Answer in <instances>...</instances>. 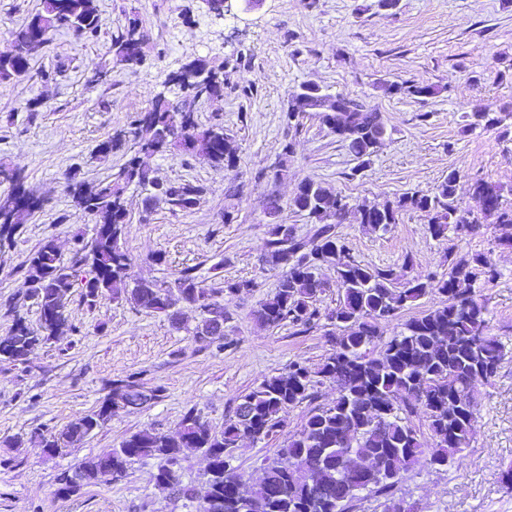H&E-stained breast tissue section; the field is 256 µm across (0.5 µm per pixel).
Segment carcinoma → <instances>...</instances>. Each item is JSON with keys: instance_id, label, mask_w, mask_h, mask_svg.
<instances>
[{"instance_id": "obj_1", "label": "carcinoma", "mask_w": 512, "mask_h": 512, "mask_svg": "<svg viewBox=\"0 0 512 512\" xmlns=\"http://www.w3.org/2000/svg\"><path fill=\"white\" fill-rule=\"evenodd\" d=\"M33 24L49 33L67 30L78 40L94 39L99 32L94 0H42L41 10L14 31L10 44L0 50V87L20 78L30 61L42 54L26 42ZM132 40L140 45L145 41L135 21L112 39L109 53L119 62H138V57L126 52ZM170 81L181 87L182 99L174 104L159 96L148 111L135 117L136 127L152 131L150 139L138 142V152L166 153L200 133H219L224 148L207 160L234 166L237 148L224 128L214 125L200 132L195 121L200 101L224 94V68L194 59L183 64ZM387 91L415 97L434 94L433 87L414 84H390ZM348 104L341 120L326 114L322 121L330 127L339 123L342 129L336 136L348 143L357 158L368 159L383 145L386 126L376 109L351 97ZM470 119L474 128H494L505 125L509 115L484 108L471 113ZM457 180L458 174L452 170L432 191L407 192L382 206L366 201L352 206L318 182L300 183L291 205L319 228L309 243L292 234L281 236V223H272L265 262L279 269L280 275L275 293L260 304L254 316L268 327L285 322L303 328L310 325L319 314L313 302L324 291L317 270L330 266L336 270L341 290L339 303L327 315L341 330L332 352L315 369L294 362L287 370L264 379L242 397L219 433L191 410L183 415L173 437L148 431L130 435L111 452L80 464L87 472V483L120 480L132 463L131 454L140 460L161 458L165 464L158 469L156 485L192 501L195 491L182 481L177 465L183 449L195 448L214 464L200 512H353L364 491L384 498L385 512H414L413 505L394 498L402 473L425 453L430 465L444 467L469 445L475 423V390L495 376L504 357L503 346L488 333L484 303L472 288L475 268L482 259L463 256L439 279L407 278L392 269L372 270L362 265L338 244L333 225L343 223L354 207L359 223L386 231L397 223L401 211L413 209L427 213L428 230L434 238L445 236L451 224L457 231L471 233L477 223L466 229L465 221L456 219ZM133 185L180 209L193 207L200 193V188L189 183L156 181L137 156L110 180L72 185L73 201L88 211L95 223L112 225V234L92 238L69 266L62 264L54 241L41 244L27 270L28 296L39 307L41 332L31 330L23 317L14 318L10 335L0 339V364H24L36 346L58 338L76 287L81 288L89 308L107 297L123 298L148 312L165 314L175 325L179 320L175 307L180 301L202 312L216 305L212 301L216 293L253 287L252 282L241 281L223 289L203 288L189 269L170 284L138 280L134 287H126L132 260L121 240L127 217L126 193ZM472 194L479 200L490 198L484 217L494 218L502 230L500 241L512 246V205L505 203L504 188L477 181ZM31 216L13 209L7 195L0 194V239H12ZM433 293L447 297L446 302L406 320L394 335L382 336L381 327L396 319L407 304ZM221 317L220 325L201 318L194 336L225 346L223 322L227 316L223 313ZM318 382L337 386L334 404L307 416L277 457L266 461L260 483L243 487L238 496L230 492L226 479H241L230 465L234 451L245 441H261L276 433L283 427L288 409L311 398ZM139 385L136 380L114 381L97 410L71 422L58 435H40L47 455L80 444L111 419L119 407L118 392ZM418 408L428 415L434 437V446L428 450L408 424V417ZM359 460L368 461L370 467L363 482L354 470Z\"/></svg>"}]
</instances>
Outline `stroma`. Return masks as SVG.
<instances>
[{
  "instance_id": "1",
  "label": "stroma",
  "mask_w": 512,
  "mask_h": 512,
  "mask_svg": "<svg viewBox=\"0 0 512 512\" xmlns=\"http://www.w3.org/2000/svg\"><path fill=\"white\" fill-rule=\"evenodd\" d=\"M97 39L52 34L26 74L0 89V163L20 170L40 208L10 242L0 244V336L15 316L38 327L39 310L27 300L28 260L53 240L71 263L94 235L92 215L69 193L77 181H101L133 156L146 130H132L137 113L158 95L178 101L170 76L192 59L224 65V94L202 101L199 129L223 126L238 146L234 168L224 169L181 151L144 156L161 182L199 186L189 210L165 200L146 201L129 190L122 245L132 259V279L173 281L188 268L203 287L217 289L228 315V348L196 339L197 309L179 303L182 328L167 316L125 300L103 299L95 308L73 296L70 330L39 345L26 363L0 365V512H197L198 502L155 487L159 460L133 463L116 482L84 486L68 498L57 493V476L107 453L127 436L150 431L176 434L185 412L195 410L219 431L241 397L295 361L317 367L334 346L327 318L340 299L333 269L315 303V326L269 329L254 312L275 292L279 272L265 264L270 240L269 195L280 200V222L309 241L316 227L291 205L297 186L322 183L350 203L381 204L402 194L432 190L457 171L458 214L480 217L474 235L428 232L420 211L402 212L389 231L373 232L354 218L335 234L350 254L372 269L409 277H439L464 255H480L494 280L477 275L473 287L488 308L490 333L505 347L497 375L479 385L476 422L469 446L447 467L426 457L404 472L396 497L416 512H512V486L502 482L512 467V247L499 241L492 219L481 218L472 195L475 181L500 184L512 202V125L471 127L480 107L512 112V0H233L230 12L208 11L202 0H95ZM147 34L143 59L111 61L108 47L129 20ZM52 80H44V73ZM435 87L434 95L390 94V83ZM314 83L378 109L386 126L383 146L361 162L318 113L287 118V96ZM36 110H29V103ZM118 137L120 149L102 155V142ZM291 155H284L285 146ZM233 223H225V212ZM163 253L164 264L153 261ZM251 288L224 292L227 282ZM132 377L160 388L141 409H118L81 444L50 457L38 434L56 433L95 411L113 380ZM335 385H317L313 399L290 408L282 430L257 443H242L231 461L247 484H257L266 458L298 432L310 410L328 407Z\"/></svg>"
}]
</instances>
